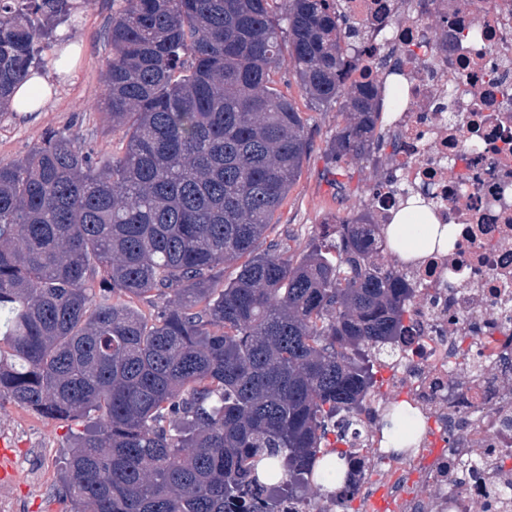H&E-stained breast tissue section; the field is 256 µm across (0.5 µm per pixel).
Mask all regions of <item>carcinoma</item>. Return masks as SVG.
<instances>
[{
    "label": "carcinoma",
    "instance_id": "obj_1",
    "mask_svg": "<svg viewBox=\"0 0 512 512\" xmlns=\"http://www.w3.org/2000/svg\"><path fill=\"white\" fill-rule=\"evenodd\" d=\"M112 2L103 112L123 152L50 130L0 159V402L99 414L64 455L70 512H292L325 474L347 498L339 445L411 317L413 283L380 262L402 237L373 244L366 211L297 257L261 245L308 149L272 87L283 67L341 102L336 160L395 146L384 86L344 81L363 32L328 0ZM75 9L0 0V107L43 51L63 57L54 29ZM151 293L148 317L133 299Z\"/></svg>",
    "mask_w": 512,
    "mask_h": 512
}]
</instances>
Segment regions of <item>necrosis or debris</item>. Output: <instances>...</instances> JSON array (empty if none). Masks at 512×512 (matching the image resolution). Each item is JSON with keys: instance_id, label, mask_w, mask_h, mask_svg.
<instances>
[{"instance_id": "1", "label": "necrosis or debris", "mask_w": 512, "mask_h": 512, "mask_svg": "<svg viewBox=\"0 0 512 512\" xmlns=\"http://www.w3.org/2000/svg\"><path fill=\"white\" fill-rule=\"evenodd\" d=\"M366 35L348 81L378 82L397 56L404 103L393 113L398 181L375 199L380 223L406 191L428 194L448 247L407 262L411 279L443 283L412 298L415 336L387 362L389 394L415 411L408 448L355 425L352 512H512V0H336ZM474 358L458 353L462 338Z\"/></svg>"}]
</instances>
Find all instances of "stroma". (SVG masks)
Masks as SVG:
<instances>
[{
  "mask_svg": "<svg viewBox=\"0 0 512 512\" xmlns=\"http://www.w3.org/2000/svg\"><path fill=\"white\" fill-rule=\"evenodd\" d=\"M111 17L112 0H92L90 5H79L71 20L59 27V34L81 45L73 70L55 80L54 94L36 118L0 112V159L25 155L45 132L66 128L78 132L96 149L120 152L119 137L103 130L101 110L102 70L110 52L106 31ZM274 81L301 112L309 149L273 219L268 239L287 244L298 254L321 238L325 225L368 209L376 185L386 176L387 165L380 151L336 164L330 143L343 122L338 105L309 102L290 70H281ZM97 421L94 413L76 420H50L13 403H0V442L13 455L12 481L21 512H66L67 503L54 489L60 463L73 436Z\"/></svg>",
  "mask_w": 512,
  "mask_h": 512,
  "instance_id": "stroma-1",
  "label": "stroma"
}]
</instances>
